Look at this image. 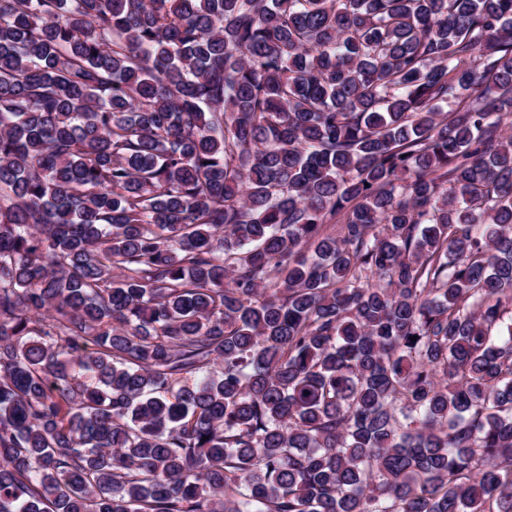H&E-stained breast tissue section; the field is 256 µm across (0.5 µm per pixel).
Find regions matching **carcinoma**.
<instances>
[{"label":"carcinoma","mask_w":512,"mask_h":512,"mask_svg":"<svg viewBox=\"0 0 512 512\" xmlns=\"http://www.w3.org/2000/svg\"><path fill=\"white\" fill-rule=\"evenodd\" d=\"M512 0H0V512H512Z\"/></svg>","instance_id":"obj_1"}]
</instances>
